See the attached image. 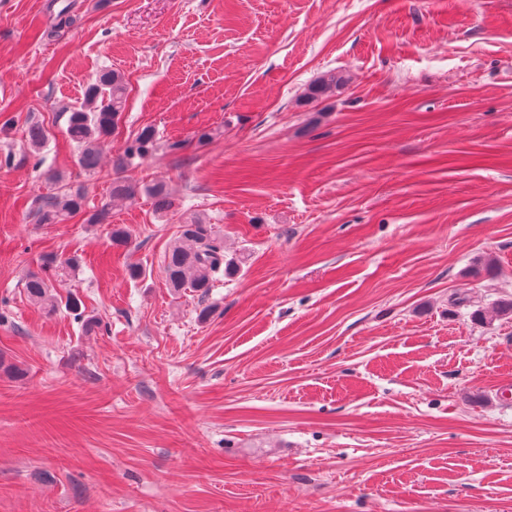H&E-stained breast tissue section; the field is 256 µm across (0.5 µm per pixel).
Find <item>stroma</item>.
<instances>
[{"mask_svg": "<svg viewBox=\"0 0 512 512\" xmlns=\"http://www.w3.org/2000/svg\"><path fill=\"white\" fill-rule=\"evenodd\" d=\"M106 69L88 173L65 129ZM64 187L84 213L39 223ZM196 214L240 262L204 296L162 273ZM48 254L80 259L51 311ZM505 296L512 0H0V512H512ZM125 102V78L120 72L104 71L87 87L81 107L69 112L66 134L80 148L84 170L94 172L99 167L101 143L112 135ZM156 145V133L151 127H144L131 140L126 142L123 158L115 166V174L123 170L127 160L149 154ZM79 264V258L72 256L60 260L55 255H47L43 258L41 272L30 273L24 280L23 288L27 298L44 308L53 310L57 300L52 294L55 282H62L68 270Z\"/></svg>", "mask_w": 512, "mask_h": 512, "instance_id": "stroma-1", "label": "stroma"}]
</instances>
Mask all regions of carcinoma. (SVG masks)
Here are the masks:
<instances>
[{
    "label": "carcinoma",
    "mask_w": 512,
    "mask_h": 512,
    "mask_svg": "<svg viewBox=\"0 0 512 512\" xmlns=\"http://www.w3.org/2000/svg\"><path fill=\"white\" fill-rule=\"evenodd\" d=\"M337 83L336 74L328 73L311 86L309 94L313 98L328 94L336 89ZM125 102V78L117 71H104L87 87L81 107L69 113L66 134L80 148V163L84 170L94 172L99 167L101 143L112 135ZM155 145V131L148 126L142 128L126 142L124 156L117 162L115 172L123 170L126 161L149 154ZM149 193L156 209L165 211L175 206L164 184H154ZM83 208L84 195L81 191L64 190L44 199L37 212L38 220L42 224H55L81 212ZM78 264L79 258L76 256L64 260L55 255L45 256L41 271L29 274L24 280L27 298L41 307L55 308L57 300L52 288ZM162 270L166 285L171 290L190 289L203 295L212 287L218 275L231 273L234 265L225 260L214 225L203 216H194L181 225L179 237L164 254Z\"/></svg>",
    "instance_id": "obj_1"
}]
</instances>
